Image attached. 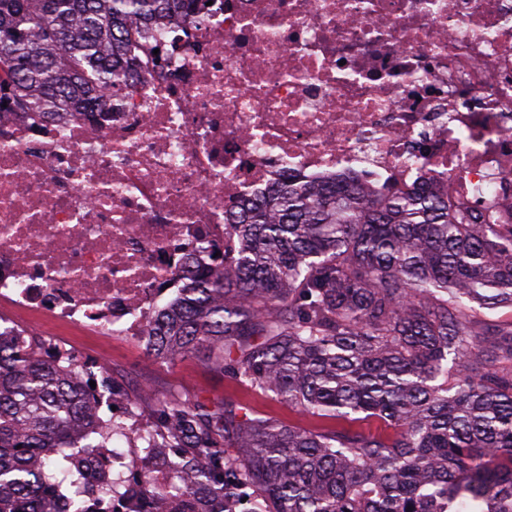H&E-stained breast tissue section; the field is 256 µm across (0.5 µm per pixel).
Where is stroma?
Wrapping results in <instances>:
<instances>
[{"label":"stroma","instance_id":"obj_1","mask_svg":"<svg viewBox=\"0 0 512 512\" xmlns=\"http://www.w3.org/2000/svg\"><path fill=\"white\" fill-rule=\"evenodd\" d=\"M66 341L76 352L79 362L105 365L106 375L117 390L109 403L119 409L131 400L146 417L157 399L178 395L214 404L231 399L248 404L260 416L307 429L325 424L324 419L307 415L262 392L237 384L198 354L175 360L155 359L147 356L143 345L136 340L121 336L110 339L89 336L75 328L69 329Z\"/></svg>","mask_w":512,"mask_h":512}]
</instances>
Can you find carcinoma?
<instances>
[{
	"label": "carcinoma",
	"mask_w": 512,
	"mask_h": 512,
	"mask_svg": "<svg viewBox=\"0 0 512 512\" xmlns=\"http://www.w3.org/2000/svg\"><path fill=\"white\" fill-rule=\"evenodd\" d=\"M186 0H0V106L80 112L133 70L134 20ZM222 273L182 289L147 355L203 354L244 386L319 418L393 433L311 430L238 402L162 399L132 464L181 512H512V224H477L433 193L374 196L356 180L283 184L230 216ZM76 361L0 339V512H87L130 479L87 481L126 425Z\"/></svg>",
	"instance_id": "carcinoma-1"
}]
</instances>
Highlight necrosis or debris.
<instances>
[{
    "label": "necrosis or debris",
    "instance_id": "1",
    "mask_svg": "<svg viewBox=\"0 0 512 512\" xmlns=\"http://www.w3.org/2000/svg\"><path fill=\"white\" fill-rule=\"evenodd\" d=\"M137 30L111 111L0 110V337L144 340L288 178L427 182L512 222V0H212Z\"/></svg>",
    "mask_w": 512,
    "mask_h": 512
}]
</instances>
